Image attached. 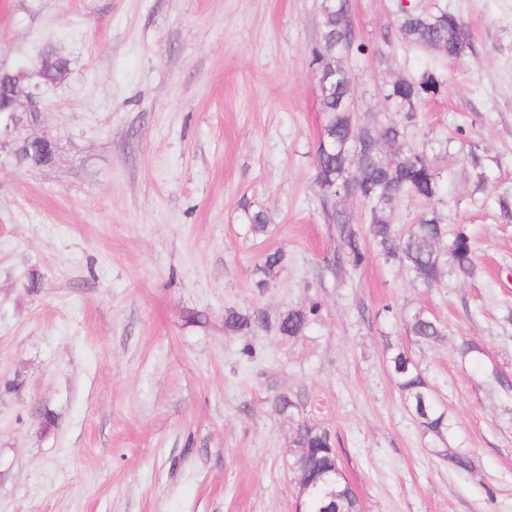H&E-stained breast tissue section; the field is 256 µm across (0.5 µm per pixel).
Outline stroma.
I'll list each match as a JSON object with an SVG mask.
<instances>
[{
  "instance_id": "obj_1",
  "label": "stroma",
  "mask_w": 512,
  "mask_h": 512,
  "mask_svg": "<svg viewBox=\"0 0 512 512\" xmlns=\"http://www.w3.org/2000/svg\"><path fill=\"white\" fill-rule=\"evenodd\" d=\"M0 68L67 63L42 89L47 166L0 152V512H296L299 422L328 430L359 512H512V0L447 7L451 62L394 35L399 0H350L360 119L396 78L445 79L409 141L449 136L440 210L476 274L418 284L372 244L352 267L314 184L322 125L310 50L321 0H0ZM271 231L253 236L245 209ZM284 265L267 278V253ZM317 305L307 335L275 331ZM258 312L247 336L224 312ZM444 336L404 330L415 312ZM481 349L484 370L458 353ZM250 354H243V347ZM408 349L450 429L426 434L390 376ZM288 407H281V399ZM439 446L469 454L454 471Z\"/></svg>"
}]
</instances>
